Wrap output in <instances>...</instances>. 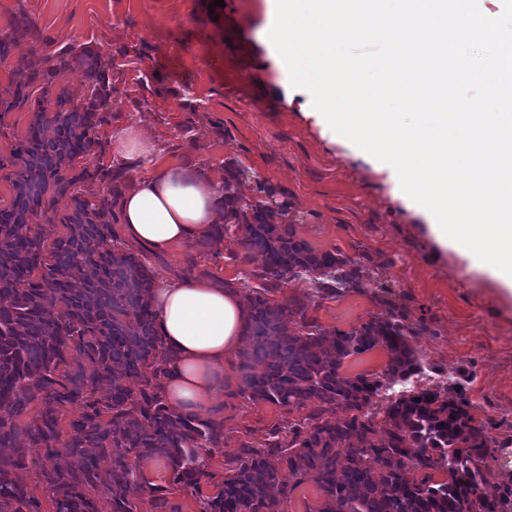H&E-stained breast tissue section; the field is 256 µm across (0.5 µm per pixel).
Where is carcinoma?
Here are the masks:
<instances>
[{"label": "carcinoma", "instance_id": "carcinoma-1", "mask_svg": "<svg viewBox=\"0 0 512 512\" xmlns=\"http://www.w3.org/2000/svg\"><path fill=\"white\" fill-rule=\"evenodd\" d=\"M89 98L71 107L61 91L54 108L31 98L51 71L35 63L11 74L0 92V116L30 104L26 136L12 149L15 167L10 206L0 208V512H39V500L20 474L30 465L55 512H134L128 499L143 480L141 460H167L171 486L200 498L201 512H285L290 492L312 477L323 498L307 512H507L512 486L495 497L484 489L481 464L494 457L488 427L475 419L466 396L468 374L417 390L370 414L383 388L414 375L425 357L413 345L423 325L382 297L383 317L349 331H330L307 317L310 304L269 298L288 274L306 275L314 296L335 299L361 291L366 267L336 251L316 252L284 224L287 207L236 192L240 170L224 167V223L207 235L220 243L242 232L243 248L262 256L241 295L249 310L245 346L238 351L240 383L230 396L276 404L292 414L314 404L301 419L268 431L264 447L244 441L224 459V481L201 496L211 478L207 457L224 447L225 419L173 409L164 386L173 354L165 349L150 298L155 273L126 248L112 223L113 199L95 203L77 190L92 177L73 176L74 163L104 146L94 129L106 122L110 88L98 61L83 52ZM67 199L56 237L33 220ZM301 320L300 331L288 324ZM375 348L385 368L347 376L344 361ZM141 379L131 390L126 378ZM75 409L68 433L63 410ZM32 413L25 428L16 420ZM61 447H55L56 443ZM43 448L37 462L29 449ZM112 458V468L100 460ZM292 482L272 490L282 471ZM444 473L437 481L434 472Z\"/></svg>", "mask_w": 512, "mask_h": 512}]
</instances>
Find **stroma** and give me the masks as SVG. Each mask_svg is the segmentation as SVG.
<instances>
[{
    "mask_svg": "<svg viewBox=\"0 0 512 512\" xmlns=\"http://www.w3.org/2000/svg\"><path fill=\"white\" fill-rule=\"evenodd\" d=\"M27 30L0 63V90L12 72L40 63L54 69L50 94L66 90L73 105L86 104V67L60 64L65 45L85 47L112 83L96 135L104 143L129 126L154 142L159 157L199 164L216 183L224 166L237 162L244 177L239 193L271 188L288 207V224L314 250H340L365 259L363 289L311 305L308 318L330 330L348 331L384 314L375 295L388 288L412 321L423 322L418 346L441 372L465 369L467 394L477 418L492 419L499 453L483 469L485 489L497 494L512 483V299L503 300L489 279L456 253L438 251L425 220L407 210L399 187L380 161L361 160L348 140L330 139L316 118L302 111L300 89L277 97L266 86L289 73L263 33L264 0H0V36L16 22ZM33 114L21 107L0 117V208L10 205L15 169L13 146L25 137ZM75 169L117 170L120 188L149 174L150 161L128 162L112 150L90 154ZM238 241H201L172 254L148 257L157 280L195 276L234 288L257 285V261ZM225 414L230 429L209 469L223 473L225 454L239 441L261 444L285 417L270 403L233 399Z\"/></svg>",
    "mask_w": 512,
    "mask_h": 512,
    "instance_id": "stroma-1",
    "label": "stroma"
}]
</instances>
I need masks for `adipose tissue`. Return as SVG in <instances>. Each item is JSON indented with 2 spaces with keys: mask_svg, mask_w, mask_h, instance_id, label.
<instances>
[{
  "mask_svg": "<svg viewBox=\"0 0 512 512\" xmlns=\"http://www.w3.org/2000/svg\"><path fill=\"white\" fill-rule=\"evenodd\" d=\"M128 242L153 255L208 235L224 221L222 196L209 173L163 162L134 180L117 201ZM159 333L176 358L165 388L185 414L210 409L224 384V362L240 348L249 312L240 294L205 279L165 281L153 290Z\"/></svg>",
  "mask_w": 512,
  "mask_h": 512,
  "instance_id": "obj_1",
  "label": "adipose tissue"
}]
</instances>
